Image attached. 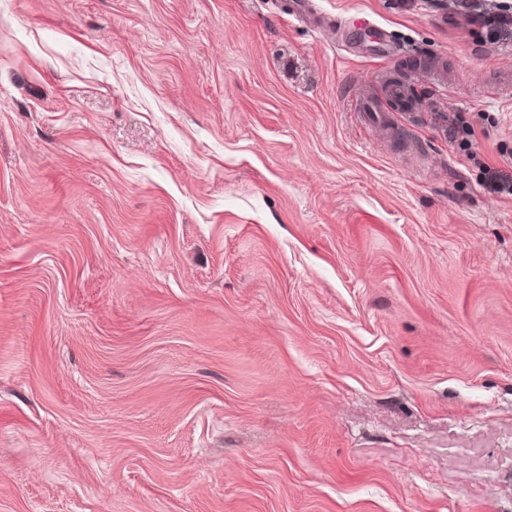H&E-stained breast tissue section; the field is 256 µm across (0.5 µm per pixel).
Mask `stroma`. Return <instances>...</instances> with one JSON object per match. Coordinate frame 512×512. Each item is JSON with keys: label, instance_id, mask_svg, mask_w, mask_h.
Wrapping results in <instances>:
<instances>
[{"label": "stroma", "instance_id": "obj_1", "mask_svg": "<svg viewBox=\"0 0 512 512\" xmlns=\"http://www.w3.org/2000/svg\"><path fill=\"white\" fill-rule=\"evenodd\" d=\"M288 2L0 0V512H512V32ZM405 95V85L381 79L379 81L378 94L360 99L357 112H367L365 113V118L372 129L388 131L393 128L395 119L393 114L384 108L382 102L386 99L403 101L406 99Z\"/></svg>", "mask_w": 512, "mask_h": 512}]
</instances>
